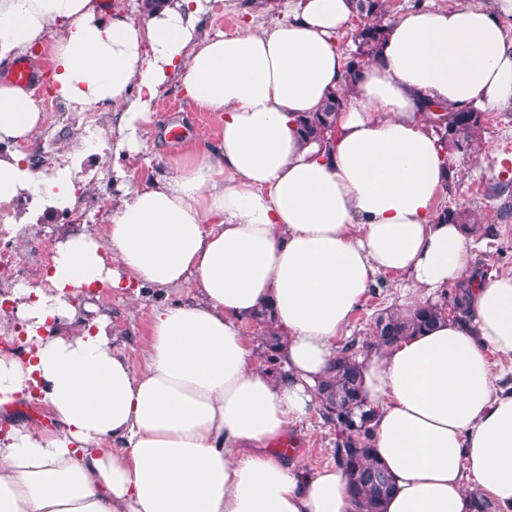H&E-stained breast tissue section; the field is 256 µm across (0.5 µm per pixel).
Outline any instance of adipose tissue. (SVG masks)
I'll list each match as a JSON object with an SVG mask.
<instances>
[{"label":"adipose tissue","instance_id":"ef3b65f1","mask_svg":"<svg viewBox=\"0 0 512 512\" xmlns=\"http://www.w3.org/2000/svg\"><path fill=\"white\" fill-rule=\"evenodd\" d=\"M205 10L163 0L137 21L102 18L98 0H0V64L48 45L56 96L119 112L114 154L138 147L172 79L221 125L123 188L103 233L60 239L49 288L14 289L27 346L0 353V512H361L342 467L297 470L269 444L317 411L355 308L387 273L407 274L411 308L468 285L471 314L357 356L373 453L395 482L383 512H474L477 494L512 512V390L487 358L512 362V275L469 277L478 242L437 219L451 171L419 112L426 98L512 103V0L397 15L351 90L349 0H288L285 19L234 34L204 32ZM337 90L334 142L304 143L296 117ZM42 122L29 93L0 83V142ZM27 196L71 204L74 185L0 155V204ZM188 283L190 299L164 301ZM128 288L157 298L138 366L109 308L90 319L72 303ZM263 305L287 335L275 373L242 333ZM31 397L56 429L15 420Z\"/></svg>","mask_w":512,"mask_h":512}]
</instances>
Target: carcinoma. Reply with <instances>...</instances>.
I'll list each match as a JSON object with an SVG mask.
<instances>
[{"label":"carcinoma","mask_w":512,"mask_h":512,"mask_svg":"<svg viewBox=\"0 0 512 512\" xmlns=\"http://www.w3.org/2000/svg\"><path fill=\"white\" fill-rule=\"evenodd\" d=\"M352 2L356 15L363 19V26L354 35L356 50L347 63L346 80L350 85L367 62L378 58L386 34L383 19L389 12L387 0ZM346 102V96L334 93L319 111L298 117L296 126L301 136L308 142L333 141L337 132L336 117ZM429 106L430 103H423L420 112L427 115L428 126L441 149L463 155L470 152L483 125L484 112L477 108L453 110L444 106L442 112L436 114L429 111ZM438 219L472 228L477 224L475 212L466 209L446 208L438 214ZM444 318L445 308L437 303L429 302L409 315L384 308L374 317L372 340L363 347L390 345L400 337L420 333ZM252 321L263 327L261 343L266 362L274 370L284 333L274 326V318L266 308L258 310ZM359 351L353 340L341 347L319 384L318 395L323 416L336 428V463L343 468L350 488L363 503L365 512H381V505L390 495L393 483L387 469L374 458L370 446L374 409L366 402L361 390L360 370L356 363Z\"/></svg>","instance_id":"obj_1"}]
</instances>
